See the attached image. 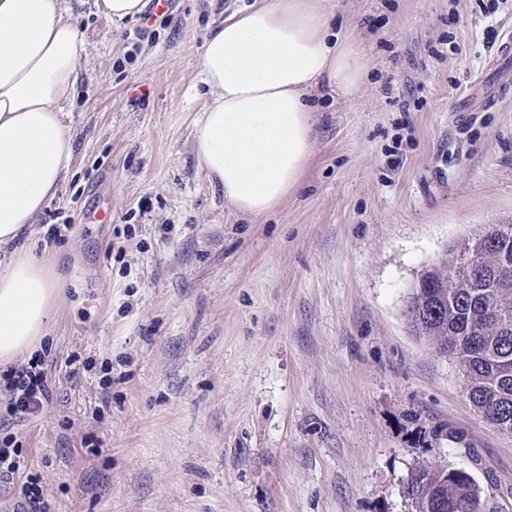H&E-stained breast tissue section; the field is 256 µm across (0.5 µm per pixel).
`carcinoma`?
Wrapping results in <instances>:
<instances>
[{"mask_svg":"<svg viewBox=\"0 0 512 512\" xmlns=\"http://www.w3.org/2000/svg\"><path fill=\"white\" fill-rule=\"evenodd\" d=\"M406 316L414 334L439 353L452 346L473 407L512 436V224H492L449 246L413 285ZM446 472L418 468L414 493L429 506L447 500L462 512H491L473 499L472 485Z\"/></svg>","mask_w":512,"mask_h":512,"instance_id":"carcinoma-1","label":"carcinoma"}]
</instances>
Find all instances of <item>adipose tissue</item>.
<instances>
[{
    "mask_svg": "<svg viewBox=\"0 0 512 512\" xmlns=\"http://www.w3.org/2000/svg\"><path fill=\"white\" fill-rule=\"evenodd\" d=\"M84 51L62 0H0V365L39 347L61 297L55 264L18 240L72 166ZM200 69L211 98L193 131L199 166L230 208L256 217L302 182L315 97L356 96L367 74L327 0H253L210 29Z\"/></svg>",
    "mask_w": 512,
    "mask_h": 512,
    "instance_id": "1",
    "label": "adipose tissue"
}]
</instances>
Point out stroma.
<instances>
[{"mask_svg":"<svg viewBox=\"0 0 512 512\" xmlns=\"http://www.w3.org/2000/svg\"><path fill=\"white\" fill-rule=\"evenodd\" d=\"M252 0H172L86 43L75 165L22 238L58 260L53 397L10 424L55 512H412L421 466L512 512V437L409 329L420 274L512 224V0H328L367 78L316 97L300 187L255 218L200 168L199 55ZM56 239H48L50 226Z\"/></svg>","mask_w":512,"mask_h":512,"instance_id":"35a3bbf8","label":"stroma"}]
</instances>
